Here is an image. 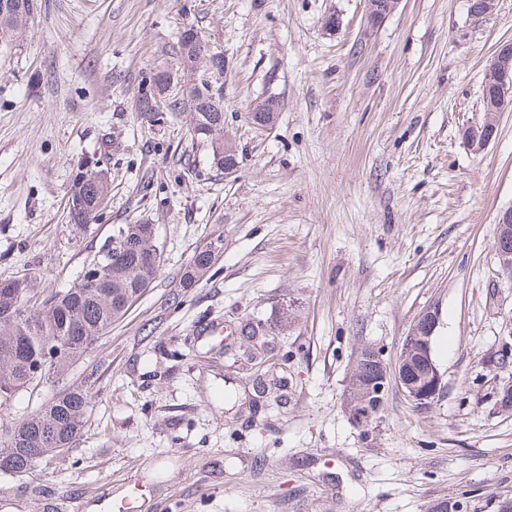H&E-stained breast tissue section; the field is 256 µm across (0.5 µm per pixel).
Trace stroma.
<instances>
[{
    "label": "stroma",
    "instance_id": "1",
    "mask_svg": "<svg viewBox=\"0 0 512 512\" xmlns=\"http://www.w3.org/2000/svg\"><path fill=\"white\" fill-rule=\"evenodd\" d=\"M188 28L224 52L230 174L191 139L190 113L150 123L134 108ZM506 40L512 0L481 18L469 0H400L376 27L366 0H37L23 39L0 44V280L28 279L42 307L127 224L153 225L162 260L67 371L95 380L79 443L0 476V512H107L134 481L137 512H497L512 498V413L496 405L512 283L494 245L512 111L482 153L464 132L486 118L485 70ZM269 96L281 110L261 132L248 114ZM87 167L111 193L73 224ZM210 246L212 267L183 287ZM433 308L439 400L419 409L394 386L357 427L344 393L359 350L394 361ZM205 322L221 332L196 335ZM56 393L19 391L0 431Z\"/></svg>",
    "mask_w": 512,
    "mask_h": 512
}]
</instances>
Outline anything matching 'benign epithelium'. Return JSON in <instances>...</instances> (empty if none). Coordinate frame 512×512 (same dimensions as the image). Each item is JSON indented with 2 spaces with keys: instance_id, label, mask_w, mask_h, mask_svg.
<instances>
[{
  "instance_id": "benign-epithelium-1",
  "label": "benign epithelium",
  "mask_w": 512,
  "mask_h": 512,
  "mask_svg": "<svg viewBox=\"0 0 512 512\" xmlns=\"http://www.w3.org/2000/svg\"><path fill=\"white\" fill-rule=\"evenodd\" d=\"M400 0H366V15L371 26L379 25L397 7ZM224 71L223 56L214 53L205 59L202 79L216 81ZM493 94H488V91ZM483 108L487 118L480 126L470 127L465 132L471 148L480 152L490 144L496 132L492 116L512 111V41L499 44L485 74L482 92ZM278 107L269 104L260 105L251 113L253 125L258 129L270 127L274 121V112ZM496 236L497 256L500 263V275L512 282V250L508 243L512 241V208L501 211L497 219ZM106 269L112 270V263L127 261V239L116 236L112 244L102 255ZM439 325V314L428 310L421 314L413 324L410 334L405 336L395 363H389L383 355L371 346H365L361 352L372 361L376 374L368 381L367 393L362 404H356L353 394L359 381L348 384L346 410L350 418L359 426L366 425L371 418L370 411H379L385 404L390 385L396 384L408 400L417 408H426L434 403L442 392V375L432 358V339Z\"/></svg>"
}]
</instances>
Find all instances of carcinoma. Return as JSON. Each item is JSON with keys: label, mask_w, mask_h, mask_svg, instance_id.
Instances as JSON below:
<instances>
[{"label": "carcinoma", "mask_w": 512, "mask_h": 512, "mask_svg": "<svg viewBox=\"0 0 512 512\" xmlns=\"http://www.w3.org/2000/svg\"><path fill=\"white\" fill-rule=\"evenodd\" d=\"M15 16L1 18L0 26L10 27L12 40L23 37L33 11L27 0H14ZM207 44L198 33L184 30L174 47L179 68L184 72L182 97L169 101L168 111L190 112L191 136L206 143L213 154H220L215 167L231 170L240 160L234 147L224 148V126L211 127L213 112L200 101L209 95L206 84L194 78L202 65V49ZM165 71L155 74L158 83L151 92L143 91L137 98V110L151 122L162 120V111L155 110L151 101L166 89ZM98 188H83L81 179L74 178L70 196L80 199L81 211L92 215L99 204ZM130 240L131 254L152 245L150 224H127L122 227ZM208 270V250L195 253V265L188 266L181 281L189 284ZM157 270L140 261L112 267V273L101 279L100 287L88 288L86 281L92 272L71 287L72 294L62 298L52 296L42 308L29 311L24 326H14L0 320V390L12 392L27 387L33 381L58 383L74 357L88 347L112 325L122 304L134 295L138 286L154 279ZM92 398L91 387L71 384L64 387L45 407L15 425L0 440V473L9 474L36 467L54 448H70L82 435L84 420Z\"/></svg>", "instance_id": "1"}]
</instances>
